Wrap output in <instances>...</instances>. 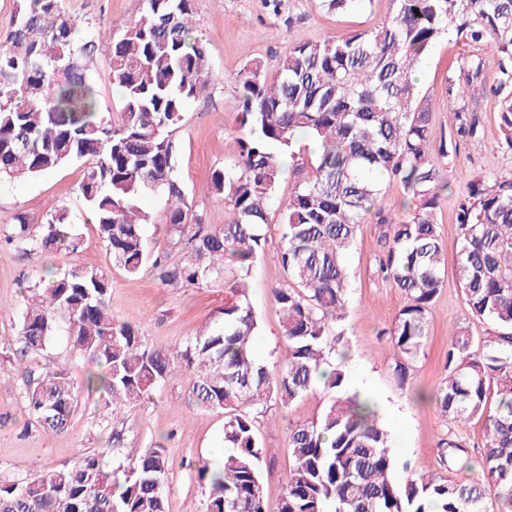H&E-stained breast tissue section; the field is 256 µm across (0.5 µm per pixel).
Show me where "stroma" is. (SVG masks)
<instances>
[{
	"instance_id": "obj_1",
	"label": "stroma",
	"mask_w": 512,
	"mask_h": 512,
	"mask_svg": "<svg viewBox=\"0 0 512 512\" xmlns=\"http://www.w3.org/2000/svg\"><path fill=\"white\" fill-rule=\"evenodd\" d=\"M192 7L193 25L206 42L214 78L206 92L187 106L173 134L175 166L186 189L190 216L204 224L219 225L227 206L223 196L209 192L208 184L214 169L234 166L239 159L241 102L234 82L236 74L259 61L266 75L274 76L277 59L288 43L321 40L329 35L340 37L377 26L393 15L396 4L394 0H364L362 6L336 12L327 10L322 0H282L278 15L267 11L261 0H192ZM66 8L83 35L89 29L110 26L115 20L138 18L145 2L67 0ZM288 15L295 20L290 28L284 24ZM472 51V46L463 40L446 36L434 45L419 67L421 93L431 99L434 141H450L455 136L453 106L444 88L449 69ZM476 118L481 137L461 142L457 155L442 170L449 190L443 196L439 223L444 248L451 257L459 245L456 201L465 193L471 176L489 169L496 176L512 178V153L497 150L500 131L494 99L481 100ZM82 174V165L75 162L33 181L0 183V482L71 467L90 451L111 456L112 435L118 432L124 455L157 446L166 449L172 464L165 487L168 512H205V485L199 477V467L205 461L223 460L224 417L196 405L188 376H175L137 405L110 413L100 396L86 388L94 364L72 352L65 338H57L41 354L20 353V313L26 290L50 266L78 264L110 270L113 314L135 323L151 345H184L205 327L224 320L229 293L223 283L204 288H170L151 272L131 277L112 265L79 192ZM306 178V173L291 172L280 182L274 202L267 209L270 228L265 253L254 263L248 280L250 302L260 322L255 352L273 371L283 360L284 344L280 313L271 290L288 279L276 257L280 249L276 231L278 204ZM61 207L68 210L82 239L78 253L28 255L8 242L16 216H24L27 224L36 227ZM383 231L382 225L372 221L361 225L347 254L350 280L342 320L346 335L332 352L331 365L342 368L350 381L357 371H364L369 385L384 399L386 410L381 420L390 436L394 479L402 480L411 474L449 473L460 482L481 481L482 421L445 420L434 403L419 401L417 394L433 392L444 383L453 329L459 327L471 335L483 336L491 326L471 315L454 272H447L429 314L426 351L406 381H398L394 374L396 354L388 333L405 298L376 275L378 259L384 253ZM61 367L74 385L77 407L68 430L56 434L36 423L24 391L27 381ZM333 396V391L319 383L290 405L269 402L266 413L258 416L256 433L265 449L261 468L266 512H278L280 507L285 477L292 464V429L316 420ZM448 438L469 451L467 464L451 472L440 461V444Z\"/></svg>"
}]
</instances>
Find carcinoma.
Listing matches in <instances>:
<instances>
[{
    "label": "carcinoma",
    "instance_id": "carcinoma-1",
    "mask_svg": "<svg viewBox=\"0 0 512 512\" xmlns=\"http://www.w3.org/2000/svg\"><path fill=\"white\" fill-rule=\"evenodd\" d=\"M191 2L145 0L138 19L109 32L110 76L122 106L104 112L85 64L101 35L75 42L64 0H17L14 23L0 34V180H33L83 162L80 192L112 264L129 276L150 267L170 288L224 282L231 293L224 323L181 348L148 345L135 324L112 314L109 272L71 265L30 289L20 316L23 349L37 354L65 336L71 350L101 367L88 375V388L115 406H135L155 386L189 374L197 405L224 414L230 449L223 465L200 467L206 512H265L256 410L271 399L286 406L318 381L339 396L319 419L293 429L279 512H512V178L478 173L459 198L457 280L472 315L493 330L477 343L462 329L451 334L448 380L435 396L447 420H484L483 482L394 480L388 432L376 413L358 414V394L345 391L344 371L327 369L326 358L344 336L346 254L371 219L386 226L377 274L405 296L388 332L398 378L424 354L447 269L438 213L448 182L440 160H451L457 146L444 142L433 157L430 99L420 95L415 72L452 32L490 48L496 83L486 86L483 57L472 54L448 76L445 93L462 141L480 137L474 112L480 98L494 97L498 148L512 152V0H395L396 13L376 27L289 44L271 81L259 62L241 70L240 160L215 169L209 183L227 199L218 227L187 223L175 173L171 132L212 80ZM304 135L318 151L311 175L279 206L277 258L290 281L272 289L285 348L272 373L254 352L260 325L246 280L264 252L267 204L284 176L283 159L304 168L296 149ZM390 184L406 193L407 215L383 206ZM146 195L163 202L157 249L144 232L153 216L138 205ZM16 221L8 240L26 253L81 247L64 208L37 231L21 216ZM174 251L187 259L170 261ZM25 397L44 429L67 430L76 399L64 371L46 372ZM119 443L113 435L110 470L88 453L69 468L0 483V512H167L165 449L126 457ZM464 452L453 439L441 443L448 467Z\"/></svg>",
    "mask_w": 512,
    "mask_h": 512
}]
</instances>
